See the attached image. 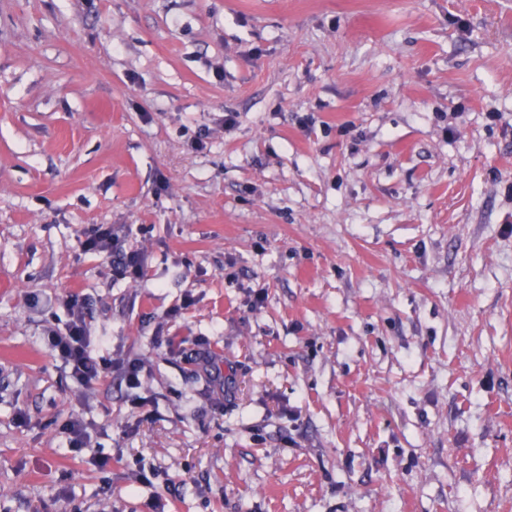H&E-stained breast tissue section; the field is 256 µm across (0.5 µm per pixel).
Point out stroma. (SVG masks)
Instances as JSON below:
<instances>
[{
	"label": "stroma",
	"mask_w": 512,
	"mask_h": 512,
	"mask_svg": "<svg viewBox=\"0 0 512 512\" xmlns=\"http://www.w3.org/2000/svg\"><path fill=\"white\" fill-rule=\"evenodd\" d=\"M0 512H512V0H0ZM119 239L112 226L100 227L85 239L83 250L94 254L105 253L112 258V264L119 269L124 278L137 280L144 275V255L138 249L124 248L119 244ZM48 341L52 352L70 367L76 381L84 386L101 385L108 381L111 371L107 360L93 356L90 349L87 311L83 303L77 299L72 301L65 332L53 331ZM64 431L67 434V447L71 453H81L91 442V435L87 427L78 418L69 420L64 426Z\"/></svg>",
	"instance_id": "35a3bbf8"
}]
</instances>
